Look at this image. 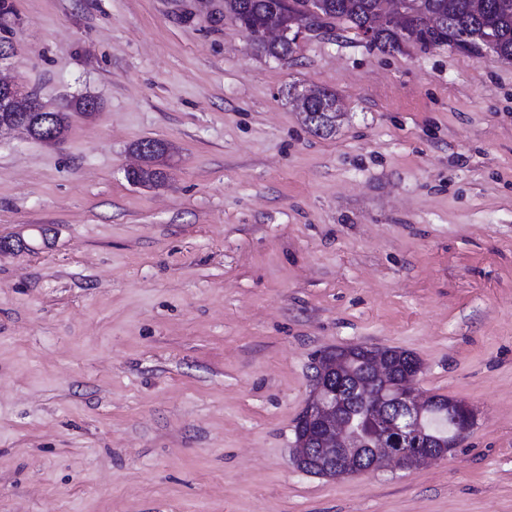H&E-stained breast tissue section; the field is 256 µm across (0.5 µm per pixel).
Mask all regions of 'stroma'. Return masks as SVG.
<instances>
[{
  "instance_id": "1",
  "label": "stroma",
  "mask_w": 512,
  "mask_h": 512,
  "mask_svg": "<svg viewBox=\"0 0 512 512\" xmlns=\"http://www.w3.org/2000/svg\"><path fill=\"white\" fill-rule=\"evenodd\" d=\"M9 2L0 74L98 108L0 134V512H512V64L343 20L282 62L224 0ZM347 344L473 406L461 448L297 469L312 362ZM296 101L297 110L301 112L303 122L311 131L320 135H329L333 132L340 112L335 93H325L324 99L319 101H308L302 96H297ZM150 146L153 149L144 151ZM134 150L139 154L142 164L132 174H127L128 181L145 187L158 185L163 179V172L158 166L167 152L165 144L153 139H144L134 144Z\"/></svg>"
}]
</instances>
